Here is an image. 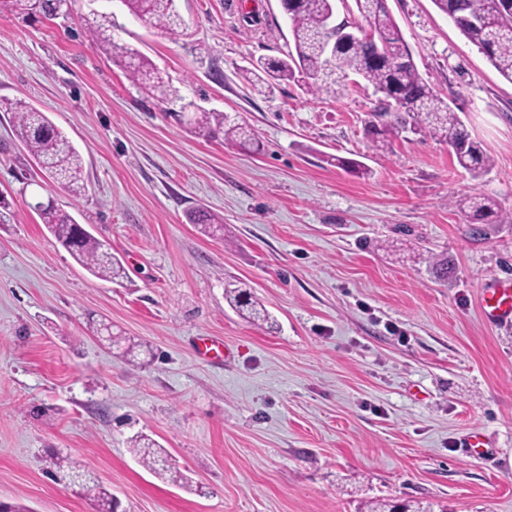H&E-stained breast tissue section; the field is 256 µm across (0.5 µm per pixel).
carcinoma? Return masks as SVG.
Instances as JSON below:
<instances>
[{"instance_id":"cac0c4a2","label":"carcinoma","mask_w":512,"mask_h":512,"mask_svg":"<svg viewBox=\"0 0 512 512\" xmlns=\"http://www.w3.org/2000/svg\"><path fill=\"white\" fill-rule=\"evenodd\" d=\"M140 20L173 32L181 25L175 0H122ZM14 8L34 19L54 18L71 0H11ZM358 12L376 37L383 42V54H377L374 44L365 41L336 44V53L329 59L323 54L326 19L335 12V0H291L287 18L290 22L295 52L284 58L257 61L246 70L243 79L252 87L272 91L283 81H296L311 94L336 93V76L354 73L375 92L396 100L388 121L375 124L364 122L366 132L383 148L392 138L411 128L412 133L429 134L446 143L459 167L478 177L492 166V158L482 145L472 139L458 113L448 102L438 97L419 74L402 38L399 27L383 7H374L369 0H355ZM439 11L446 14L461 34L486 55L495 70L512 82V8L506 0H433ZM116 24L104 15L101 21L86 23L85 35L94 49L127 60V76L132 82L163 103H173L178 95L153 62L136 48L118 44L113 36ZM187 105L174 116L189 126L192 133L206 138L224 140L249 150L257 143L247 127L231 122L222 112H188ZM13 113L14 128L20 142L52 182L68 189L74 196L85 192L83 160L63 131L48 115L22 100L6 103ZM33 208L56 241L83 268L94 276L118 282L126 276L121 261L95 238L90 231H78V222L52 202L35 203ZM467 208L474 215L502 217L496 202L490 198H472ZM187 220L203 232L215 231L222 225L214 215L195 210ZM229 306L252 323L272 325L268 311L254 300L252 292L240 285L226 289ZM131 452L154 474L163 476L171 471L168 452L154 440L140 435L131 441ZM79 494L93 502L95 512H114L112 493L98 483H90L84 474L70 471ZM372 512H434V504L410 502L377 503Z\"/></svg>"}]
</instances>
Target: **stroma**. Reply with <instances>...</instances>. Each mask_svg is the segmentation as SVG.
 I'll use <instances>...</instances> for the list:
<instances>
[{
    "label": "stroma",
    "instance_id": "obj_1",
    "mask_svg": "<svg viewBox=\"0 0 512 512\" xmlns=\"http://www.w3.org/2000/svg\"><path fill=\"white\" fill-rule=\"evenodd\" d=\"M176 33L121 0H73L33 22L0 0V500L92 512L51 456L92 473L119 512H366L375 499L448 512H512V322L482 314L512 279V223L481 224L460 199L512 214V82L432 0H387L421 76L493 165L459 168L446 142L406 133L377 148L378 101L357 76L333 94L252 90L242 69L294 48L280 0H176ZM113 15L179 103L252 128L253 151L189 133L165 104L90 47L83 20ZM24 100L83 158L86 189L47 182L5 102ZM364 163L369 175L336 167ZM73 215L124 264L101 280L61 248L34 194ZM221 215L202 234L186 214ZM447 258L435 278L425 260ZM243 283L262 328L224 300ZM137 342L129 358L95 328ZM203 336L220 358L199 357ZM484 432L489 452L465 455ZM143 434L185 484L129 451Z\"/></svg>",
    "mask_w": 512,
    "mask_h": 512
}]
</instances>
